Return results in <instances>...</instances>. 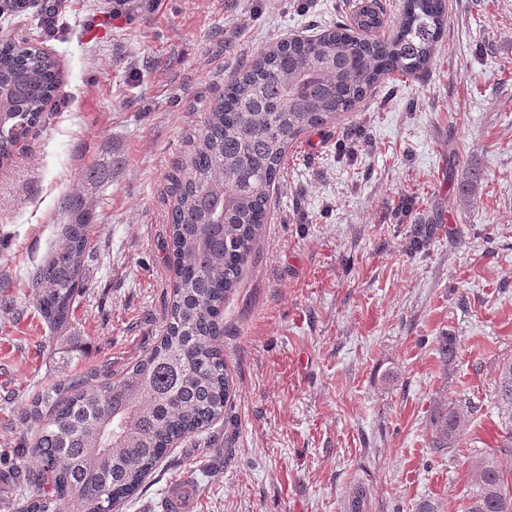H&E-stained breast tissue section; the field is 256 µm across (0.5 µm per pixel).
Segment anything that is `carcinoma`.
I'll use <instances>...</instances> for the list:
<instances>
[{"mask_svg": "<svg viewBox=\"0 0 512 512\" xmlns=\"http://www.w3.org/2000/svg\"><path fill=\"white\" fill-rule=\"evenodd\" d=\"M447 0H404L396 33L366 39L383 24L360 11L354 24L316 36H296L262 52L224 85L198 129V146L170 177L175 196L169 239L174 296L159 343L121 376L64 379L55 398L33 396L23 408L33 459L12 468L28 491L19 512H51L72 500L79 512H113L133 496L172 445L224 415L229 377L219 342L224 299L266 224L272 183L288 147L300 135L350 112L375 85L398 73L416 76L432 63L443 32ZM58 61L28 41L0 39V163L45 122L59 95ZM70 212L46 261L31 272L35 311L63 332L85 290L83 270L92 232L80 197L66 196ZM437 225L417 224L409 251L423 249ZM496 405L504 419L500 447L512 448V357L499 366ZM467 430L461 401L433 399L432 447L454 448ZM465 512H512L497 461L474 455Z\"/></svg>", "mask_w": 512, "mask_h": 512, "instance_id": "carcinoma-1", "label": "carcinoma"}]
</instances>
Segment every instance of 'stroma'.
Listing matches in <instances>:
<instances>
[{"label": "stroma", "instance_id": "35a3bbf8", "mask_svg": "<svg viewBox=\"0 0 512 512\" xmlns=\"http://www.w3.org/2000/svg\"><path fill=\"white\" fill-rule=\"evenodd\" d=\"M358 0H66L47 38L38 8L0 37L55 56L64 95L0 165V512L24 491L6 458L21 409L71 375L122 373L164 334L169 177L224 83L260 49L350 22ZM103 176L86 183L84 173ZM475 200L461 192L471 172ZM79 193L92 214L86 288L64 333L32 309L30 273ZM441 230L406 248L414 225ZM459 348L443 365L445 339ZM232 401L172 449L121 512L167 487L193 512H465L474 452L498 457V367L512 355V0H448L429 70L392 75L307 132L270 188L267 222L224 302ZM470 401L457 447L433 448L432 401Z\"/></svg>", "mask_w": 512, "mask_h": 512}]
</instances>
